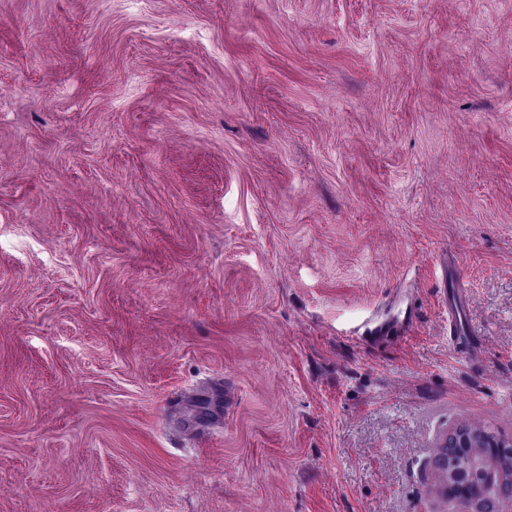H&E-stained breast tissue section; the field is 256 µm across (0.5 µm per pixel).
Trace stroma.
Returning <instances> with one entry per match:
<instances>
[{
    "label": "stroma",
    "instance_id": "obj_1",
    "mask_svg": "<svg viewBox=\"0 0 512 512\" xmlns=\"http://www.w3.org/2000/svg\"><path fill=\"white\" fill-rule=\"evenodd\" d=\"M465 421L512 437V0H0V512H465ZM472 441L473 435L468 432L465 424L453 427L443 437L438 448H445L444 452L448 455V464L444 458L435 461V469L440 485L445 486L444 481L447 478L448 470L451 476L459 469L453 466L459 462V458L462 456L461 448L471 447Z\"/></svg>",
    "mask_w": 512,
    "mask_h": 512
}]
</instances>
